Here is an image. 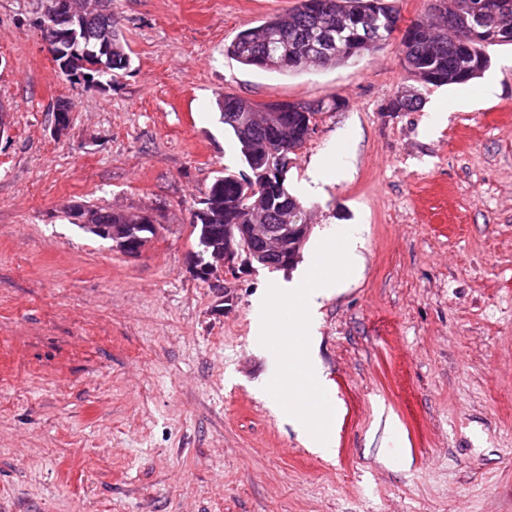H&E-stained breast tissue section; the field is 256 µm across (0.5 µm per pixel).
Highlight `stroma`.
Segmentation results:
<instances>
[{"mask_svg":"<svg viewBox=\"0 0 512 512\" xmlns=\"http://www.w3.org/2000/svg\"><path fill=\"white\" fill-rule=\"evenodd\" d=\"M48 3L0 0V512H512V45L462 85L426 83L395 39L274 73L224 48L298 0H112L130 65L99 90L58 72ZM228 92L343 105L286 175L312 215L298 262L214 287L191 213L249 171ZM400 92L419 107L390 111ZM325 155L349 172L307 194ZM87 206L158 231L128 257L78 227ZM339 224L366 230L361 273L319 310L325 458L265 392L251 311Z\"/></svg>","mask_w":512,"mask_h":512,"instance_id":"obj_1","label":"stroma"}]
</instances>
